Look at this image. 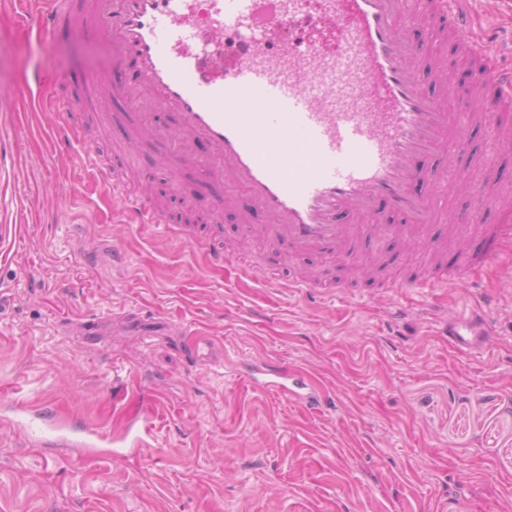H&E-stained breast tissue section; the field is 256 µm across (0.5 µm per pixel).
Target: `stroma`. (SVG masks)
I'll list each match as a JSON object with an SVG mask.
<instances>
[{
    "label": "stroma",
    "instance_id": "obj_1",
    "mask_svg": "<svg viewBox=\"0 0 512 512\" xmlns=\"http://www.w3.org/2000/svg\"><path fill=\"white\" fill-rule=\"evenodd\" d=\"M114 54L66 25L37 37L0 0V225L16 227L0 244V512H512V255L477 285L412 292L433 261L460 260L441 219L424 228L437 256L403 238L371 244L369 274L346 298L289 287L303 272L343 276L346 262L268 243L237 209L211 213L202 175L148 166L158 142L132 149L120 125L92 122L114 104L82 80ZM36 71L105 168L134 177L165 215L208 216L205 238L240 249L261 280L130 222L84 146L56 155L55 115L30 100ZM491 151L512 190V149L493 150L485 131L454 208L476 206ZM488 294L500 304L486 350L453 347L446 318ZM254 362L293 370L313 399L253 389ZM18 405L107 437L146 422L153 433L131 458L36 447L12 422Z\"/></svg>",
    "mask_w": 512,
    "mask_h": 512
}]
</instances>
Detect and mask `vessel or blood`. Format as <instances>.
Listing matches in <instances>:
<instances>
[{
    "label": "vessel or blood",
    "instance_id": "b4317fda",
    "mask_svg": "<svg viewBox=\"0 0 512 512\" xmlns=\"http://www.w3.org/2000/svg\"><path fill=\"white\" fill-rule=\"evenodd\" d=\"M467 0H45L29 13L45 36L59 25L111 38L118 63L133 60L135 84L111 88L124 101L144 99L178 116L177 145L163 161L170 175L193 168L214 186V211L243 191L268 222L267 241L297 253L350 254L360 233L380 231L387 207L416 224L432 219L433 195L417 190L423 158L467 153L469 134L488 117L512 113V70L473 30ZM454 39L470 64L466 83L450 82L447 64L424 54L426 40ZM208 144L202 158L195 142ZM480 208L451 211L488 248L463 250L459 267H440L416 288H444L512 248V223L485 227L499 193L495 157L485 159ZM114 199L138 223L165 226L147 198L109 178ZM495 302L448 321L457 347L477 349Z\"/></svg>",
    "mask_w": 512,
    "mask_h": 512
}]
</instances>
